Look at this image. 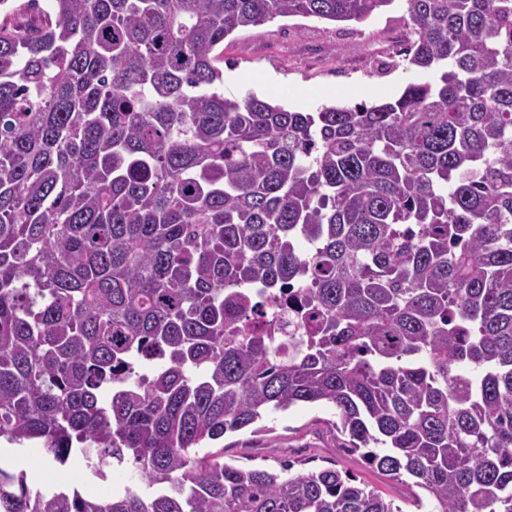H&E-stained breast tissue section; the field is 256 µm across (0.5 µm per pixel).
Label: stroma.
<instances>
[{"mask_svg": "<svg viewBox=\"0 0 512 512\" xmlns=\"http://www.w3.org/2000/svg\"><path fill=\"white\" fill-rule=\"evenodd\" d=\"M405 28L406 15L395 4L359 24L294 16L237 30L224 41L220 90L239 98L253 93L299 112L398 95L407 85L431 78L430 72L393 56ZM335 419L329 405H296L266 415L261 432H229L217 445L225 462L245 468H275L288 458H308L318 466L328 461L377 487L402 512H420L419 488L381 475L360 454L337 448L330 432ZM0 454L14 455L34 489L60 482L106 495L141 484L128 469L113 471L104 481L91 478L80 466L59 465L36 448L16 453L6 444Z\"/></svg>", "mask_w": 512, "mask_h": 512, "instance_id": "obj_1", "label": "stroma"}]
</instances>
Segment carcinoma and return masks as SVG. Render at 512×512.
<instances>
[{"label":"carcinoma","mask_w":512,"mask_h":512,"mask_svg":"<svg viewBox=\"0 0 512 512\" xmlns=\"http://www.w3.org/2000/svg\"><path fill=\"white\" fill-rule=\"evenodd\" d=\"M52 2L0 0V440L145 490L5 458L0 512H402L200 453L298 404L433 512H512V0H401L434 80L317 112L215 91L214 51L396 0ZM0 448H2V457L11 454L13 458H16L17 469L25 471L28 484L33 489L42 490L51 484H79L84 491L106 495L112 493V490H121L125 486L145 488L137 473L129 469L113 470L112 477L102 481L86 475L77 464L68 463L65 466H60L58 463L52 462L45 452L39 450L41 448H30L14 454L13 447L3 441H1Z\"/></svg>","instance_id":"cac0c4a2"}]
</instances>
